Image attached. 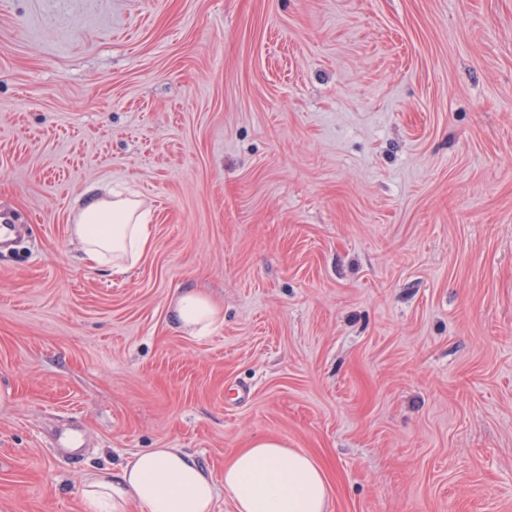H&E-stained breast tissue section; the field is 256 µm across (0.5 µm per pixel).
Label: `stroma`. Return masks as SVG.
Here are the masks:
<instances>
[{"instance_id": "stroma-1", "label": "stroma", "mask_w": 512, "mask_h": 512, "mask_svg": "<svg viewBox=\"0 0 512 512\" xmlns=\"http://www.w3.org/2000/svg\"><path fill=\"white\" fill-rule=\"evenodd\" d=\"M90 184L151 212L127 274ZM1 215L0 512L259 435L329 512H512V0H0ZM102 190L92 184L79 192L73 234L84 259L92 266L127 273L151 247V224H146V213L140 210L139 202L121 198L112 190L107 198L100 194ZM170 314L173 327L192 336L208 335L223 320L221 306L191 288L176 291Z\"/></svg>"}]
</instances>
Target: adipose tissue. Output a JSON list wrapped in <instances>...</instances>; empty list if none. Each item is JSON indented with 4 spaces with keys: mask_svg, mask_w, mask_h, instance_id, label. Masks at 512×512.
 <instances>
[{
    "mask_svg": "<svg viewBox=\"0 0 512 512\" xmlns=\"http://www.w3.org/2000/svg\"><path fill=\"white\" fill-rule=\"evenodd\" d=\"M73 234L84 258L114 272L132 270L151 246V227L139 202L102 196L99 185L76 200ZM223 319L221 306L191 288L177 290L174 326L192 336L211 333ZM235 512H328L329 488L322 466L307 452L259 436L224 467L216 485L198 457L180 448L136 453L118 472L90 479L83 489L85 512H213L218 494Z\"/></svg>",
    "mask_w": 512,
    "mask_h": 512,
    "instance_id": "obj_1",
    "label": "adipose tissue"
}]
</instances>
